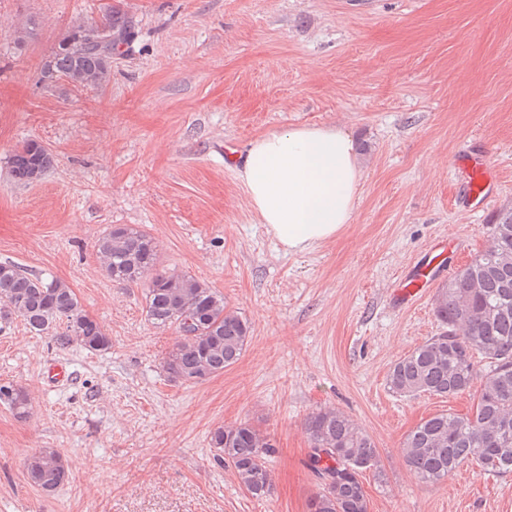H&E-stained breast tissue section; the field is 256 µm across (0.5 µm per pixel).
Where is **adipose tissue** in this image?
<instances>
[{
    "label": "adipose tissue",
    "mask_w": 512,
    "mask_h": 512,
    "mask_svg": "<svg viewBox=\"0 0 512 512\" xmlns=\"http://www.w3.org/2000/svg\"><path fill=\"white\" fill-rule=\"evenodd\" d=\"M241 178L262 223L288 250L302 252L350 222L361 172L352 135L312 126L254 140Z\"/></svg>",
    "instance_id": "obj_1"
}]
</instances>
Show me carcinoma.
I'll return each mask as SVG.
<instances>
[{"instance_id": "obj_1", "label": "carcinoma", "mask_w": 512, "mask_h": 512, "mask_svg": "<svg viewBox=\"0 0 512 512\" xmlns=\"http://www.w3.org/2000/svg\"><path fill=\"white\" fill-rule=\"evenodd\" d=\"M132 24L118 5L108 4L99 21L78 24L58 42L39 73L52 86L65 78L97 88L110 76L112 57L124 53ZM53 156L35 140L8 158L11 176L33 183L52 166ZM107 277L120 285L147 281L148 319L160 329L174 328L180 339L163 368L169 377L200 383L224 373L245 351L251 322L224 304V296L188 274L159 269L158 245L134 224H113L95 241ZM442 331L399 357L389 371L391 389L401 396L447 398L480 384L471 415L437 413L418 423L403 440L409 471L422 483L438 484L461 465L474 462L486 472L512 474V206L499 210L486 249L442 284L434 298ZM35 336L59 347L76 344L107 352L112 338L91 318L66 283L31 274L12 261H0V331L14 320ZM0 404L20 418L29 413L26 391L0 384ZM310 441L307 467L317 480L311 512H368L360 475L386 474L371 436L349 416L321 409L304 423ZM217 460L229 466L239 484L256 499L272 492L268 463L276 454L271 441L252 424L239 422L211 434ZM27 482L46 495L68 478L60 452L43 448L25 462Z\"/></svg>"}]
</instances>
